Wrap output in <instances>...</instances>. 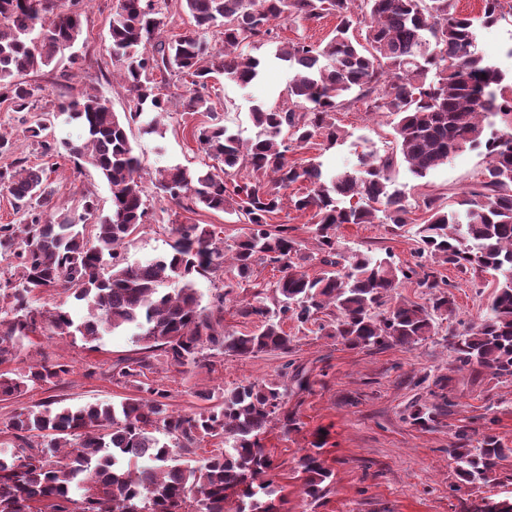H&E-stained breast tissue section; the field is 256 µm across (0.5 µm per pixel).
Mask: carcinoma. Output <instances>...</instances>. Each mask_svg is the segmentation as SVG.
Returning <instances> with one entry per match:
<instances>
[{"mask_svg": "<svg viewBox=\"0 0 512 512\" xmlns=\"http://www.w3.org/2000/svg\"><path fill=\"white\" fill-rule=\"evenodd\" d=\"M80 0H0V103L16 112L33 109L39 88L24 75L56 65L82 31ZM194 30L162 39L168 0H117L109 25L112 58L121 64V86L132 103L129 117L143 133L162 134L169 115L154 75L191 78L180 106L204 112L211 122L192 131L199 149L222 164L159 171L156 188L185 212L202 206L245 225L229 248L210 224H173L167 254L129 264L121 248L146 223L143 165L124 121L96 94L81 91L59 105L83 135L63 144L68 160L84 161L106 181L110 214L95 224L49 216L52 189L43 170L16 158L0 169V188L22 214L0 224V366L13 362L31 338L45 331L93 343L105 334L132 330L142 357L111 368L110 377L137 395L119 404L44 406L10 417L0 453V512H280L273 495L276 466L262 444L275 423L296 424L288 414V385L277 380L226 389L220 401L198 412L169 409V393L149 379L154 352L169 368L186 373L211 368L224 356L288 354L293 337L284 324L315 323L318 332L351 349L409 348L438 334V318L456 311L452 284L438 266L493 272L497 287L479 317L448 328L453 372L512 380V80L485 61L475 44V21L492 26L512 16V0H483L478 17L463 16L457 0H180ZM334 14L332 37L319 44L283 41L275 21L319 20ZM224 44L217 51L211 38ZM246 40L275 43V56L291 72L288 103L257 107L263 129L244 142L217 121L208 89L214 73L246 87L259 60L237 52ZM366 111L393 116L394 147L369 152L359 168L326 179L321 164L296 163L295 148L344 138L336 112L356 101ZM507 130L493 131L489 116ZM56 114L42 112L27 127L46 153ZM481 150L486 165L454 204L425 196L411 203L388 189L389 173L402 159L417 177L448 163L458 152ZM298 182L302 194H286ZM311 214L320 272L303 270L301 243L286 224H271L283 207ZM417 225L413 264L391 257L344 251L336 231L343 224L401 228L412 209ZM280 272L269 286L253 282L255 267ZM215 304L201 306L196 279H221ZM424 289L428 304L393 301L399 284ZM176 288L161 289L166 283ZM256 288L240 301L239 316L255 324L244 334L224 329V299L244 284ZM60 288L85 303L76 319L61 307L44 309L33 297ZM70 373L60 361L23 371L0 372V398L10 400ZM439 406L412 405L421 429L437 422ZM225 444L199 464L190 455L205 439ZM467 429L448 453L454 492L487 483L512 458L485 430L478 445ZM181 457L173 455V449ZM317 441L298 462L304 495L320 500L333 481ZM474 512H512V496L484 498Z\"/></svg>", "mask_w": 512, "mask_h": 512, "instance_id": "1", "label": "carcinoma"}]
</instances>
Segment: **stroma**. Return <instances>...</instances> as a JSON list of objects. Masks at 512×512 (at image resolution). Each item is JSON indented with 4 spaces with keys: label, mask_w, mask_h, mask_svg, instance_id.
<instances>
[{
    "label": "stroma",
    "mask_w": 512,
    "mask_h": 512,
    "mask_svg": "<svg viewBox=\"0 0 512 512\" xmlns=\"http://www.w3.org/2000/svg\"><path fill=\"white\" fill-rule=\"evenodd\" d=\"M114 0H84L82 33L72 49L73 56L62 59L55 68L30 75L31 83L41 90L33 111L15 112L0 104V132L10 135L16 155L28 165L43 168L55 190L56 213L78 216L85 199L94 200L98 215H108L112 202L109 187L98 171L88 163L74 164L57 155L43 154L26 134L36 113L56 109L57 105L81 90L102 97L113 112L124 115L129 102L114 80L119 66L109 57V23ZM476 45L484 58L512 74V17L477 30ZM246 51L260 62V77L250 86L219 78L213 80L211 98L220 118L230 132L242 140L256 137L251 112L254 107H275L288 98L290 73L287 65L275 59L270 46L253 44ZM186 89L184 80L171 77L166 90L171 100V118L164 126V137L146 135L139 123L127 125L129 140L143 160L146 173L160 167L195 166L203 155L191 136L194 127L208 123L203 113L181 111L177 99ZM336 123L346 132L335 145L310 144L291 152L299 163L320 162L325 175L331 176L358 167L361 153H385L392 140V118L367 113L363 103L351 104L336 114ZM485 164L483 155L467 150L437 167L426 177L417 178L406 164L389 174L391 189L415 201L431 195L453 202L475 182ZM149 220L135 233L124 249L128 263L136 264L164 255L169 250L168 226L172 222L213 225L225 244H233L241 232L232 216L204 208L196 212L177 211L164 194L148 190ZM410 225L391 231L381 224H345L337 235L346 249L372 250L391 255L397 264L412 261L417 248L414 225L426 215L414 210ZM455 283L457 319L469 321L479 316L497 286L495 276L485 272H462L451 266L441 269ZM286 329L294 338L289 354L260 353L249 357L227 358L213 369H201L194 375L169 371L163 355L153 360L152 377L169 393L173 409L192 412L204 403L190 392L191 386L214 392L247 382L280 378L286 363L303 370L310 390L292 391L289 411L299 424L286 430L276 425L263 436V444L277 466L275 484L283 498L284 512H469L471 505L484 497L512 493V462L506 471L474 489L451 491L453 466L448 447L459 427L476 432L492 429L504 447L512 448V381L491 375L470 379L468 374L453 375L450 402L438 416L432 429L412 426L407 414L414 403L432 405L436 399L420 378L449 373L450 353L443 335L428 338L404 349H351L332 339L288 322ZM139 346L131 332L103 336L96 347L82 338L48 334L33 337L15 363L24 369L55 358L69 365L70 374L60 381L34 390L23 397L0 402V432L16 412L48 401L81 406L94 403H120L129 397V386L109 376L110 367L123 359L139 357ZM324 440V457L334 473L326 496L306 501L297 476V463L306 448Z\"/></svg>",
    "instance_id": "35a3bbf8"
}]
</instances>
